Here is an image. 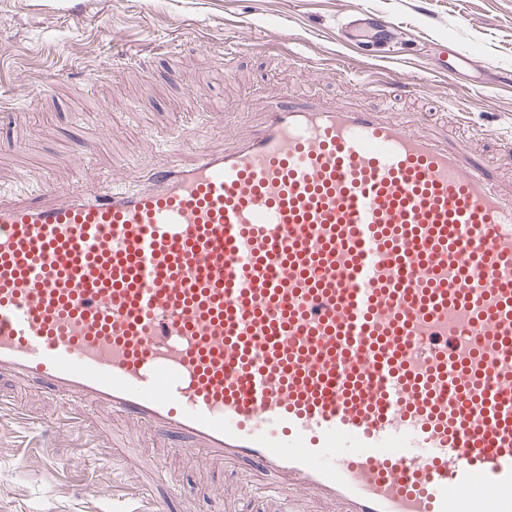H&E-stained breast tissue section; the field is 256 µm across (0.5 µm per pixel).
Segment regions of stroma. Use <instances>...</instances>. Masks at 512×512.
Listing matches in <instances>:
<instances>
[{
	"label": "stroma",
	"instance_id": "1",
	"mask_svg": "<svg viewBox=\"0 0 512 512\" xmlns=\"http://www.w3.org/2000/svg\"><path fill=\"white\" fill-rule=\"evenodd\" d=\"M356 10L396 26L384 59L344 44ZM228 39L240 46L229 60ZM457 50L476 66L442 71ZM510 75L512 0H0V192L80 185L120 156L149 163L160 128L217 140L207 114L237 120L287 93L426 114L505 167ZM111 442L108 418L60 443L0 420V512H144L162 488L122 469ZM141 444L182 486L232 477L220 464L198 473L153 437Z\"/></svg>",
	"mask_w": 512,
	"mask_h": 512
}]
</instances>
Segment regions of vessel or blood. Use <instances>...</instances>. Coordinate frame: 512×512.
I'll return each instance as SVG.
<instances>
[{
	"mask_svg": "<svg viewBox=\"0 0 512 512\" xmlns=\"http://www.w3.org/2000/svg\"><path fill=\"white\" fill-rule=\"evenodd\" d=\"M392 24L356 12L352 40ZM0 195V409L148 433L241 512H512V175L410 114L285 95L144 180ZM14 411L20 415L19 412L29 413L28 411L34 412L35 416H45L48 419L55 420L58 414V408L55 405H38L32 397L26 393H19L14 398ZM22 416V415H20Z\"/></svg>",
	"mask_w": 512,
	"mask_h": 512,
	"instance_id": "1",
	"label": "vessel or blood"
}]
</instances>
